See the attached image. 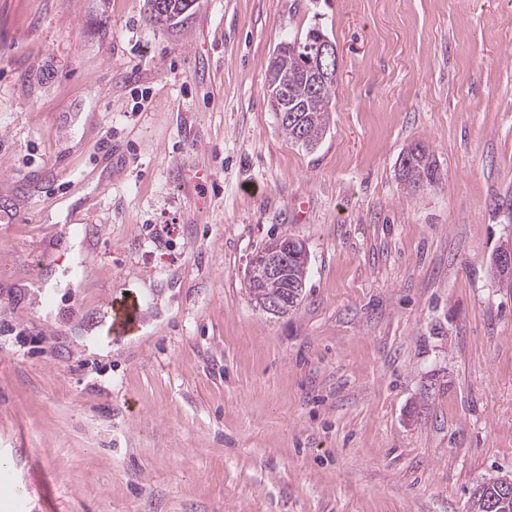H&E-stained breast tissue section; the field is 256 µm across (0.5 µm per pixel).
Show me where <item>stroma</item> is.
<instances>
[{
  "mask_svg": "<svg viewBox=\"0 0 512 512\" xmlns=\"http://www.w3.org/2000/svg\"><path fill=\"white\" fill-rule=\"evenodd\" d=\"M312 29L338 78L307 150L266 77ZM417 142L441 180L411 195ZM273 234L309 257L283 317L244 279ZM503 244L512 0H196L163 26L0 0V454L27 512H471L512 475ZM501 476L490 477L480 484L473 493V512H489L494 505L501 504L495 512H512V496L505 499L502 496Z\"/></svg>",
  "mask_w": 512,
  "mask_h": 512,
  "instance_id": "35a3bbf8",
  "label": "stroma"
}]
</instances>
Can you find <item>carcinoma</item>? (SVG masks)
Listing matches in <instances>:
<instances>
[{"mask_svg":"<svg viewBox=\"0 0 512 512\" xmlns=\"http://www.w3.org/2000/svg\"><path fill=\"white\" fill-rule=\"evenodd\" d=\"M185 0H147L150 10L163 9L172 14V20L186 18L180 6ZM324 37L318 30L308 32L301 42L293 39L291 43L298 44L294 51L285 50L274 57L268 69L267 93H272L281 84H286L288 100L284 106L288 112L301 114V124L283 118L278 119L282 132L292 142L307 150L315 149L323 140L329 126V112H331L332 96L335 94L336 81L330 80L320 84L315 83L314 75L309 68L308 48L314 42ZM401 181L410 192L416 193L425 188L436 186L441 180L436 160L429 150H424L415 158L413 166L400 175ZM308 274V256L288 258V283L268 282L259 289L260 294L266 298H283L288 311L296 310L304 296L302 288H295L293 284L304 283ZM496 504V512H512V496H502L501 477H490L480 484L473 493V512H489L491 505Z\"/></svg>","mask_w":512,"mask_h":512,"instance_id":"obj_1","label":"carcinoma"}]
</instances>
